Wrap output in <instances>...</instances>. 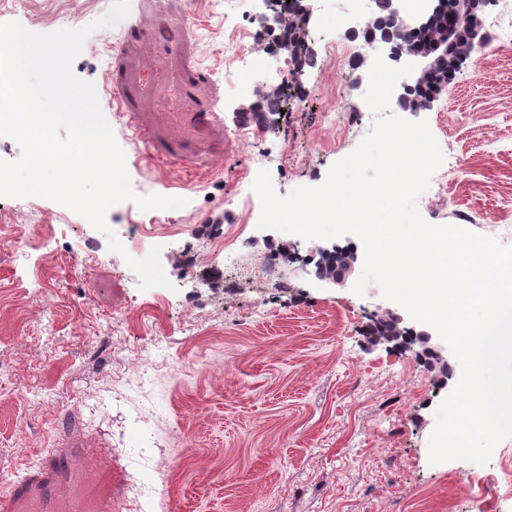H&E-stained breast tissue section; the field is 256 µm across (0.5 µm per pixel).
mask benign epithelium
<instances>
[{"label": "benign epithelium", "instance_id": "benign-epithelium-1", "mask_svg": "<svg viewBox=\"0 0 512 512\" xmlns=\"http://www.w3.org/2000/svg\"><path fill=\"white\" fill-rule=\"evenodd\" d=\"M403 0H390V18L400 24L410 27L416 31L425 30L432 25L439 24L442 15H448V22L441 25L442 34L428 42L425 45L416 47L408 53V57L417 63V69L414 71L413 81L405 82L401 85L402 92L398 94L397 100L402 101L407 98L406 91L418 84L430 82L433 93L427 94V99L414 111L419 112L429 107L430 99L434 94L441 91L448 85V79L456 70L468 59V56L458 54L455 46L458 38L462 35L469 39L472 49H480L485 44L486 36L483 32L482 13L486 7L484 0H451L447 3L445 0H430V5L424 11L410 15L406 13L402 5ZM390 30L383 29L380 38H373L370 44L376 46L381 51L387 52L388 59L393 62H399L402 53L396 47L391 45L388 40ZM356 263L350 262L346 266L336 270L333 276H325L320 271H315V277L320 281L342 284L346 277L355 270ZM409 331L415 333L416 341L424 345L425 350L434 357L445 360L448 358L450 349L444 342L436 345L431 344L433 334L427 329L416 330L409 328Z\"/></svg>", "mask_w": 512, "mask_h": 512}]
</instances>
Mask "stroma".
<instances>
[{
	"label": "stroma",
	"mask_w": 512,
	"mask_h": 512,
	"mask_svg": "<svg viewBox=\"0 0 512 512\" xmlns=\"http://www.w3.org/2000/svg\"><path fill=\"white\" fill-rule=\"evenodd\" d=\"M110 4L0 0V22L76 29ZM365 4L312 0L308 92L257 138L237 118L252 103L238 84L262 45L225 47L224 30L248 29L258 0H131L123 26L87 37L73 71L96 86L133 192L187 204L112 207L120 254L52 200L0 197V512H162L151 499L162 488L164 512H512V438L483 466L430 464L449 389L418 351L365 335L390 305L379 287L320 282L295 258L328 242L257 227L253 158L284 196L322 184L367 134L345 116L376 51L335 25ZM482 20L494 42L427 110L394 113L427 121L447 149L418 201L424 220L512 245V0ZM131 113L151 145L134 137ZM152 220L177 231L128 238V225ZM156 245L172 286L143 291L126 259ZM283 248L288 260L265 265ZM213 266L216 285L202 275ZM140 351L155 366L140 368Z\"/></svg>",
	"instance_id": "1"
}]
</instances>
